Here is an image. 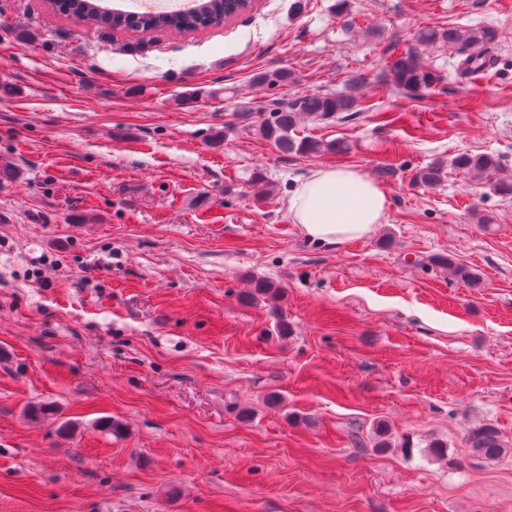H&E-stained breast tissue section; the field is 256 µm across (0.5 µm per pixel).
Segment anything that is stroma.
Masks as SVG:
<instances>
[{
    "label": "stroma",
    "mask_w": 512,
    "mask_h": 512,
    "mask_svg": "<svg viewBox=\"0 0 512 512\" xmlns=\"http://www.w3.org/2000/svg\"><path fill=\"white\" fill-rule=\"evenodd\" d=\"M335 5L143 34L0 0V512H512V454L467 444L512 442V199L450 165L491 153L512 177V0ZM451 26L495 28L492 66L428 45L436 86L376 92L418 29ZM275 69L292 82L254 83ZM354 77L353 117L297 128L344 151L249 131L265 100ZM324 166L381 185L386 222L309 243L285 199ZM469 448L475 455L495 461L511 454L512 448L502 439L499 431L488 425L472 428L468 433Z\"/></svg>",
    "instance_id": "stroma-1"
}]
</instances>
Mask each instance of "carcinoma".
I'll use <instances>...</instances> for the list:
<instances>
[{
  "mask_svg": "<svg viewBox=\"0 0 512 512\" xmlns=\"http://www.w3.org/2000/svg\"><path fill=\"white\" fill-rule=\"evenodd\" d=\"M68 14L92 25H105L112 30L130 29L137 32L170 30L178 33L198 31L209 26L219 25L225 20L243 13L244 0H199L201 8L195 15L173 12L167 16L134 19L121 13H111L102 9L97 0H63ZM497 31L489 26L472 29L451 27L447 30L423 29L418 33L416 42L428 45L434 42H446L450 45L468 43L476 48L462 64L466 74H476L491 65L489 49L497 40ZM291 74L286 69L259 72L253 81L269 86H286ZM436 76L425 65L420 51L416 48L402 53L394 59L388 68V76L378 83L382 89L390 84L414 95L431 87ZM359 106L357 97L352 93L319 92L304 95L292 102L272 101L268 108L258 113L252 124L262 139L273 143L283 153L315 154L322 151H339L342 146L334 142H322L312 137L298 138L293 132L303 118L316 121H334L343 119L356 112ZM452 165L463 170L478 181L486 182L491 190L501 197L512 198V177L499 176L498 159L487 153L473 154L460 152L452 159ZM442 168L433 164L415 172L414 180L423 185H435L440 182ZM453 276L463 283L477 281L476 272L468 265L456 263L449 258L442 259ZM469 448L472 452L488 461H495L511 454L512 447L506 444L499 431L488 425L472 428L468 433Z\"/></svg>",
  "mask_w": 512,
  "mask_h": 512,
  "instance_id": "carcinoma-1",
  "label": "carcinoma"
}]
</instances>
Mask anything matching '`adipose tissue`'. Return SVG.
<instances>
[{
    "instance_id": "adipose-tissue-1",
    "label": "adipose tissue",
    "mask_w": 512,
    "mask_h": 512,
    "mask_svg": "<svg viewBox=\"0 0 512 512\" xmlns=\"http://www.w3.org/2000/svg\"><path fill=\"white\" fill-rule=\"evenodd\" d=\"M286 208L292 223L319 245L334 246L368 237L384 223L387 194L366 173L340 166L321 167L298 180Z\"/></svg>"
}]
</instances>
